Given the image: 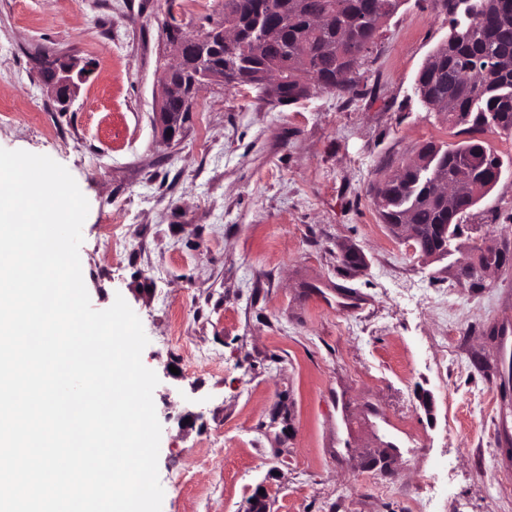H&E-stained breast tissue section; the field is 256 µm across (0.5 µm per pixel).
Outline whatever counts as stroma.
Segmentation results:
<instances>
[{"label": "stroma", "mask_w": 512, "mask_h": 512, "mask_svg": "<svg viewBox=\"0 0 512 512\" xmlns=\"http://www.w3.org/2000/svg\"><path fill=\"white\" fill-rule=\"evenodd\" d=\"M165 22L223 24L224 0H0V148L88 200L91 304L124 297L159 378L162 512H247L261 490L267 512H512V136L482 134L506 168L445 257L372 201L382 170L463 139L415 91L443 0H404L353 90L277 105L212 83L170 142ZM56 55L94 66L64 112ZM490 248L503 263L461 278Z\"/></svg>", "instance_id": "stroma-1"}]
</instances>
